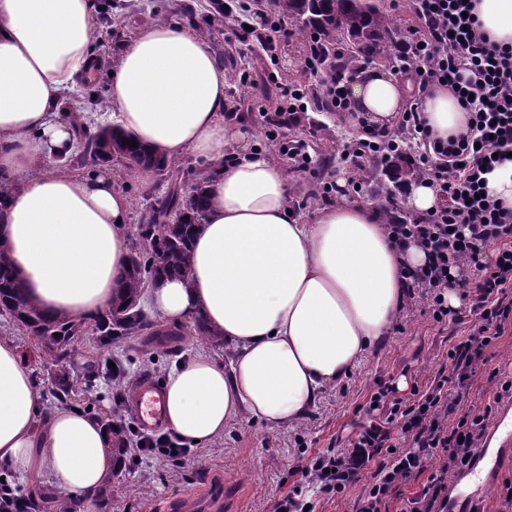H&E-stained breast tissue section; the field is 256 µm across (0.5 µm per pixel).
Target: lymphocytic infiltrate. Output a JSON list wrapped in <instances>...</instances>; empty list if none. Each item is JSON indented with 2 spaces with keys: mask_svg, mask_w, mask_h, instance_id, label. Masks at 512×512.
Here are the masks:
<instances>
[{
  "mask_svg": "<svg viewBox=\"0 0 512 512\" xmlns=\"http://www.w3.org/2000/svg\"><path fill=\"white\" fill-rule=\"evenodd\" d=\"M472 0H415V25L392 41L388 52L399 73L410 76L417 96L450 91L468 112L467 130L447 140L433 138L419 106L406 112L394 132H367L345 143L341 157L359 169H380L391 183L386 192V233L397 245L415 243L426 254L423 267L409 271V286L424 290L435 322L470 318L466 336L448 352L449 372H438L426 387L400 396L384 386L371 397L368 421L352 439L348 454L306 458L297 471L303 484L343 492L367 481L356 512H384L391 501L400 512H445L448 483L467 468L492 413L460 411L493 347L512 326V209L485 193L488 172L512 157V49L492 43L472 14ZM347 77L323 82L320 100L288 85L274 113L277 126L295 121V109L316 105L341 112L348 107ZM421 176L443 199L436 211L410 218L399 196L408 177ZM462 288L464 309L448 306V286ZM128 461L169 463L189 451L174 435L140 434ZM438 470L427 471L434 456ZM426 476L419 492L404 488Z\"/></svg>",
  "mask_w": 512,
  "mask_h": 512,
  "instance_id": "f902f5d3",
  "label": "lymphocytic infiltrate"
}]
</instances>
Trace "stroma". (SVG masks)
Returning a JSON list of instances; mask_svg holds the SVG:
<instances>
[{
	"label": "stroma",
	"mask_w": 512,
	"mask_h": 512,
	"mask_svg": "<svg viewBox=\"0 0 512 512\" xmlns=\"http://www.w3.org/2000/svg\"><path fill=\"white\" fill-rule=\"evenodd\" d=\"M272 0H260L252 19L254 31L247 43L234 36L233 24H224L209 44L226 73V111L239 124L246 137L230 152L235 156L259 154L281 157L292 182V202L303 219H311L321 206L324 183L337 178L356 180L357 170L337 159L342 139L362 138V130L336 122L332 112H304L297 122L280 129L282 137L302 141L311 161L299 168L296 160L280 155L269 127L261 118L260 106H274L281 87L305 85L308 94L320 92L317 78L304 70L309 51L308 33L295 20H288V35L275 48V59H268L260 45L265 36L263 18L273 11ZM215 12V0H119L110 31L100 34V64L111 67L121 44L143 26L165 20L191 24ZM204 169L202 161L186 154L171 163L169 173L133 178L121 163L111 171L131 200L132 213H139L146 200L163 196L169 181L191 188ZM159 333L148 343L120 342L106 350L98 349L93 337L81 338L72 358L74 367L89 360L122 363L132 379L151 375L165 379L169 369L189 352L203 348V340L170 335L169 324L158 322ZM465 335V327L433 321L423 294L409 300L401 318L385 343L367 355L349 375L328 388L311 413L299 424L268 429L249 416L234 419L220 440L207 446L201 456L166 465H140L127 471L130 489H120L101 502L100 512H169V505L194 495L217 499L231 485L239 493L238 512H271L276 497L299 485L296 466L303 452H349L348 440L354 437L365 419L364 406L372 392L384 385L410 390L412 384H427L448 363L447 353ZM0 336L12 339L37 380L43 398V414H50L59 403L49 394L50 363L31 336L6 317L0 316Z\"/></svg>",
	"instance_id": "obj_1"
}]
</instances>
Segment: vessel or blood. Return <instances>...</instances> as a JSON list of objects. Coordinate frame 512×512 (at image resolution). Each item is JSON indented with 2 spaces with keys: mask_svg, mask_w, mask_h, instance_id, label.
I'll use <instances>...</instances> for the list:
<instances>
[{
  "mask_svg": "<svg viewBox=\"0 0 512 512\" xmlns=\"http://www.w3.org/2000/svg\"><path fill=\"white\" fill-rule=\"evenodd\" d=\"M128 406L135 412L144 429L152 430L160 426L164 412L159 380L147 376L137 382L130 394ZM488 435L495 441V452H488L484 448L477 450L475 463L469 469L477 481L473 484L464 479L455 481L448 496V512H473L478 492L484 491L503 464H512V404L503 407L490 426Z\"/></svg>",
  "mask_w": 512,
  "mask_h": 512,
  "instance_id": "b4317fda",
  "label": "vessel or blood"
}]
</instances>
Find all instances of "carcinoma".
<instances>
[{
  "label": "carcinoma",
  "mask_w": 512,
  "mask_h": 512,
  "mask_svg": "<svg viewBox=\"0 0 512 512\" xmlns=\"http://www.w3.org/2000/svg\"><path fill=\"white\" fill-rule=\"evenodd\" d=\"M280 15L293 18L323 36L327 48L340 39H348L375 56L386 55L387 43L401 30L384 14L375 0H275ZM134 136L105 124L84 135L83 154L93 166L125 162L132 174H162L168 162L139 143L132 146ZM208 206L205 182L197 181L182 195L177 187L169 188L164 200L143 213L138 224V236L132 244L128 260L119 274V288L111 305L76 323L51 313L29 298L9 260L8 246L0 242V316H7L18 328L35 337L51 356L55 372L52 397L67 399L76 390L92 398L101 368L87 362L81 371H71L74 344L84 335H93L101 349L123 340L154 335V323L141 307L145 287L170 276L189 277L193 240L205 221ZM188 335L218 346L224 337L209 326L200 315H193L187 324ZM112 383V398H120L131 387L130 379L114 375V368L104 371ZM111 441L112 456L117 472L127 461V444L133 431L110 415L101 418Z\"/></svg>",
  "instance_id": "1"
}]
</instances>
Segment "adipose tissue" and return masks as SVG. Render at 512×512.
Returning <instances> with one entry per match:
<instances>
[{
  "mask_svg": "<svg viewBox=\"0 0 512 512\" xmlns=\"http://www.w3.org/2000/svg\"><path fill=\"white\" fill-rule=\"evenodd\" d=\"M94 0H0V176L16 184L0 200V240L28 296L78 320L110 306L129 253L131 202L110 171L61 167L78 146L62 111L96 58ZM490 40L512 45V0H476ZM409 82L362 72L349 88L352 112L392 129ZM109 121L169 160L192 153L212 170L205 224L189 280L168 278L149 293L162 320L203 313L234 358L205 350L172 367L163 390L168 430L205 447L239 415L268 428L298 424L323 391L386 340L403 312L406 273L426 262L396 248L381 208L347 198L294 213L285 166L248 155L225 163L245 132L224 118L223 67L201 33L168 22L123 44L108 85ZM434 135L466 130L467 114L445 91L422 103ZM42 394L14 341L0 337V464L35 474L98 512L112 470L99 420L69 407L41 417Z\"/></svg>",
  "mask_w": 512,
  "mask_h": 512,
  "instance_id": "ef3b65f1",
  "label": "adipose tissue"
}]
</instances>
